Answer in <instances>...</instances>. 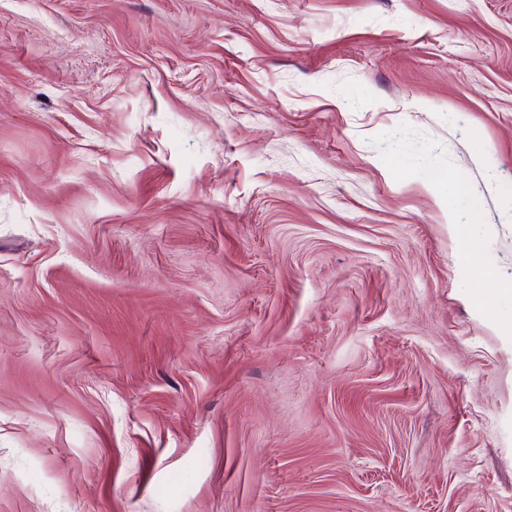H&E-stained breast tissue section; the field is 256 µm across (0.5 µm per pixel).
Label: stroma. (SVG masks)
Here are the masks:
<instances>
[{"label": "stroma", "instance_id": "35a3bbf8", "mask_svg": "<svg viewBox=\"0 0 512 512\" xmlns=\"http://www.w3.org/2000/svg\"><path fill=\"white\" fill-rule=\"evenodd\" d=\"M0 512H512V0H0Z\"/></svg>", "mask_w": 512, "mask_h": 512}]
</instances>
